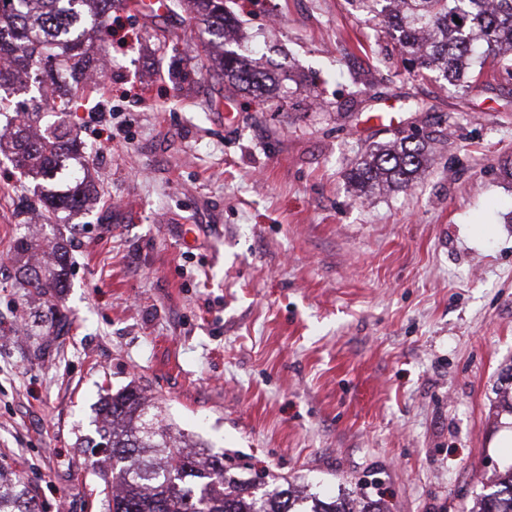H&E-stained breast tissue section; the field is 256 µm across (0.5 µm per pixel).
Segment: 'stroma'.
<instances>
[{"instance_id": "obj_1", "label": "stroma", "mask_w": 512, "mask_h": 512, "mask_svg": "<svg viewBox=\"0 0 512 512\" xmlns=\"http://www.w3.org/2000/svg\"><path fill=\"white\" fill-rule=\"evenodd\" d=\"M227 6L269 95L207 75L180 0L112 15L70 117L100 200L41 236L68 244L62 300L0 264V462L43 512H107L82 442L134 382L243 477L470 512L512 466V76L408 72L352 0ZM413 126L421 180L357 198L350 170ZM33 188L0 163V255ZM56 308L67 333L26 335Z\"/></svg>"}]
</instances>
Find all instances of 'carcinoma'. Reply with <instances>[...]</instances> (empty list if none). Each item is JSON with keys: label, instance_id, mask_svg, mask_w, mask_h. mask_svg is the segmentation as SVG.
Masks as SVG:
<instances>
[{"label": "carcinoma", "instance_id": "obj_1", "mask_svg": "<svg viewBox=\"0 0 512 512\" xmlns=\"http://www.w3.org/2000/svg\"><path fill=\"white\" fill-rule=\"evenodd\" d=\"M202 33L224 46L238 26L224 0H193ZM358 8L380 19L397 41L411 70L436 72L467 92L476 84L485 60L498 58L512 72V0H355ZM116 0H0V29L14 39L0 43L9 63L0 64V91L24 85L32 69L42 68L68 88L57 101L40 100L54 121L37 125L36 112L23 102L0 94V116L11 113L8 139L0 135V155L36 178L54 179L76 161L84 167L92 151L68 128L73 97L90 84L106 49L88 33H109ZM461 23H456V20ZM224 76L243 89L267 93L272 74L252 67L237 51L221 55ZM429 136L410 134L376 146L350 170L358 195L376 190H404L425 172ZM92 190L84 181L40 194L30 209L45 224H62L77 211L89 209ZM28 225H18L15 257L18 285L30 294L60 295L67 287V252L55 249L37 259L30 253ZM97 438L91 448L101 454L102 493L108 512H385L380 502L363 495L359 507L344 499L321 497L284 486L270 474L258 485L246 483L224 465V454L190 440L165 422L162 406L145 389L129 385L102 398ZM498 490L481 496L473 512H512V467L497 475ZM0 512H37L24 479L0 464Z\"/></svg>", "mask_w": 512, "mask_h": 512}]
</instances>
